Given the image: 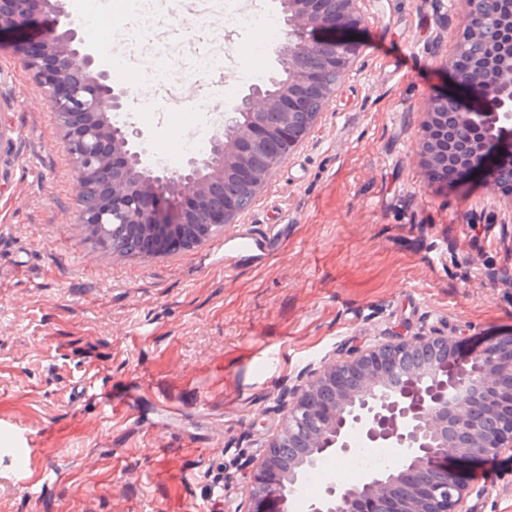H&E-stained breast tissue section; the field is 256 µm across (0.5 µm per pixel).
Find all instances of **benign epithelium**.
Listing matches in <instances>:
<instances>
[{
	"label": "benign epithelium",
	"mask_w": 512,
	"mask_h": 512,
	"mask_svg": "<svg viewBox=\"0 0 512 512\" xmlns=\"http://www.w3.org/2000/svg\"><path fill=\"white\" fill-rule=\"evenodd\" d=\"M359 0H281L288 42L274 48L288 79L275 90L250 88L211 136L207 151L158 166L134 123L120 119L128 91L96 68L64 0H0V36L25 37L21 63L46 90L75 164L80 225L122 224L141 231L151 252L167 229L236 223L273 170L309 134L338 90L322 71L345 75L358 52L348 34L364 17ZM466 4L455 56L478 35ZM466 69L448 62L462 94L432 98L420 131L422 163L436 171L455 162L497 185L512 171V42ZM282 417L252 464L248 494L236 512H290L306 473L326 458L349 456L353 436L366 448H391V467L356 482L326 483L306 512H469L458 465L512 457V334L485 342L466 359L439 333L348 349L288 389ZM301 453L285 459L288 447Z\"/></svg>",
	"instance_id": "7a95c632"
}]
</instances>
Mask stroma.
Instances as JSON below:
<instances>
[{"label":"stroma","mask_w":512,"mask_h":512,"mask_svg":"<svg viewBox=\"0 0 512 512\" xmlns=\"http://www.w3.org/2000/svg\"><path fill=\"white\" fill-rule=\"evenodd\" d=\"M357 56L310 134L273 171L238 221L284 224L282 253L260 268L225 270L210 246L158 261H106L75 228L74 162L43 87L0 42V122L12 139L0 163V420L40 438L37 490L11 479L0 458V512H186L224 477V512L248 493L247 458L281 415L283 392L305 371L347 349L441 333L471 355L487 336L512 333V223L503 191L482 175L439 182L421 165L429 100L455 88L446 62L461 27V0H361ZM212 75L196 81L194 115L205 120L225 62L255 61L246 32L223 15L200 21ZM101 69L130 92L127 110L151 146L176 152L182 104L140 97L155 85L142 62ZM488 207L496 219L473 224ZM276 360L262 367L261 358ZM136 398L140 425L103 422L76 402L86 374ZM202 391L209 416L181 419L186 435L160 442L157 395L178 402ZM152 481H145V472ZM469 512H512V459L468 473Z\"/></svg>","instance_id":"35a3bbf8"}]
</instances>
